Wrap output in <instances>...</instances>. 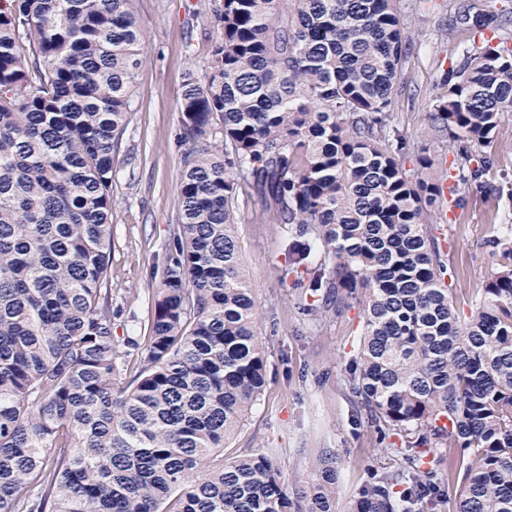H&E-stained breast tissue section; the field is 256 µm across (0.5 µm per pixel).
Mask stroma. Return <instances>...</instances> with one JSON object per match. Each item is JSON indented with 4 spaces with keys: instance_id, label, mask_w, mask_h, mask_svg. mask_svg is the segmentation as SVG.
Segmentation results:
<instances>
[{
    "instance_id": "35a3bbf8",
    "label": "stroma",
    "mask_w": 512,
    "mask_h": 512,
    "mask_svg": "<svg viewBox=\"0 0 512 512\" xmlns=\"http://www.w3.org/2000/svg\"><path fill=\"white\" fill-rule=\"evenodd\" d=\"M410 2L404 22L415 37L416 52L394 116L410 147L431 155L444 176L454 148L447 136L429 132L427 115L439 91V65L448 56V0ZM214 5V0H132L147 61L115 154L111 224L116 336L144 335L152 296L162 285L166 247L181 208L178 182L186 147L179 138L180 95L186 72L209 59ZM490 209L481 192H474L443 226L451 256L448 272L461 308L495 267L475 247L490 230ZM238 236L252 294L262 310L267 384L224 455L272 450L293 491L310 481L312 465L323 451H334L339 458L336 512H351L370 469L392 463L344 381L362 330L360 306L351 304L320 320L297 309L282 283L284 227L265 220L259 206L239 203Z\"/></svg>"
}]
</instances>
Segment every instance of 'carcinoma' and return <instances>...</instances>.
Listing matches in <instances>:
<instances>
[{"label": "carcinoma", "instance_id": "1", "mask_svg": "<svg viewBox=\"0 0 512 512\" xmlns=\"http://www.w3.org/2000/svg\"><path fill=\"white\" fill-rule=\"evenodd\" d=\"M185 74L181 210L143 336L112 335L114 153L147 60L131 0H0V512H335L337 457L291 496L272 453L218 466L266 386L237 234L256 198L288 233L314 318L362 297L346 386L390 447L352 512H512V234L467 316L432 232L435 160L393 125L413 37L401 0H221ZM429 130L450 207L489 179L512 117V16L448 0ZM137 352L139 367L129 369ZM455 449L442 467L437 448Z\"/></svg>", "mask_w": 512, "mask_h": 512}]
</instances>
